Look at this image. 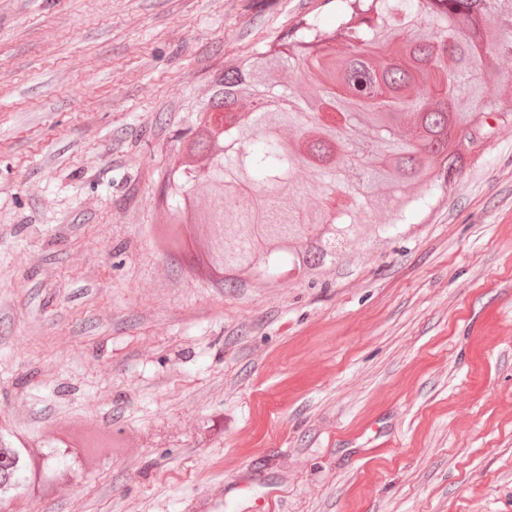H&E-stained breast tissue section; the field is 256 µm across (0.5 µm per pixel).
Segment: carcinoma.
<instances>
[{"instance_id":"1","label":"carcinoma","mask_w":512,"mask_h":512,"mask_svg":"<svg viewBox=\"0 0 512 512\" xmlns=\"http://www.w3.org/2000/svg\"><path fill=\"white\" fill-rule=\"evenodd\" d=\"M336 25L299 20L279 49L263 46L224 69L183 137L188 160L174 167L159 202L171 213L170 249L185 227H203L210 264L226 288L246 274L276 287L346 255L369 210L372 244L406 232L409 194L433 205L450 188L470 148L512 109L487 99L512 59V14L499 0H336ZM296 75L306 93L277 90L276 73ZM349 201L339 208L330 200ZM84 429L30 446L0 434V502L32 485L53 496L120 451L90 445Z\"/></svg>"}]
</instances>
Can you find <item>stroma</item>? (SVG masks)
Wrapping results in <instances>:
<instances>
[{"mask_svg":"<svg viewBox=\"0 0 512 512\" xmlns=\"http://www.w3.org/2000/svg\"><path fill=\"white\" fill-rule=\"evenodd\" d=\"M326 0H0V429L122 455L9 512H512V129L380 250L228 291L158 196L225 66Z\"/></svg>","mask_w":512,"mask_h":512,"instance_id":"stroma-1","label":"stroma"}]
</instances>
